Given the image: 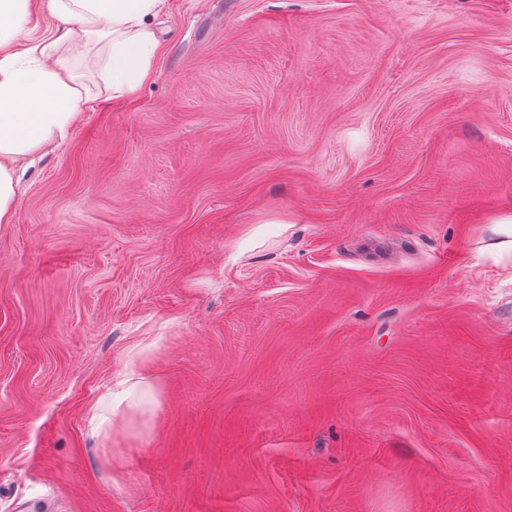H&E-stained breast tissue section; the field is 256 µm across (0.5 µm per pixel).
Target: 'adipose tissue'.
Listing matches in <instances>:
<instances>
[{"label": "adipose tissue", "instance_id": "ef3b65f1", "mask_svg": "<svg viewBox=\"0 0 512 512\" xmlns=\"http://www.w3.org/2000/svg\"><path fill=\"white\" fill-rule=\"evenodd\" d=\"M60 20L48 43L17 49L15 37L29 24L32 0H0V224L14 215L15 165L46 152L78 118L83 86L69 64L55 56L70 43L72 23L106 48L103 69L112 90L129 94L149 76L160 44L148 20L168 0H48Z\"/></svg>", "mask_w": 512, "mask_h": 512}]
</instances>
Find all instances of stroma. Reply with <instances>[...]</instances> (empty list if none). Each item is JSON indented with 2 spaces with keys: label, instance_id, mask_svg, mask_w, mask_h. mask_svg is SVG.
Masks as SVG:
<instances>
[{
  "label": "stroma",
  "instance_id": "stroma-1",
  "mask_svg": "<svg viewBox=\"0 0 512 512\" xmlns=\"http://www.w3.org/2000/svg\"><path fill=\"white\" fill-rule=\"evenodd\" d=\"M151 26L0 224V512H512V0Z\"/></svg>",
  "mask_w": 512,
  "mask_h": 512
}]
</instances>
